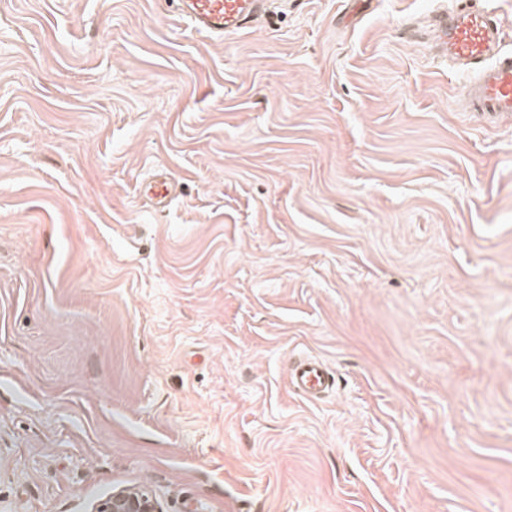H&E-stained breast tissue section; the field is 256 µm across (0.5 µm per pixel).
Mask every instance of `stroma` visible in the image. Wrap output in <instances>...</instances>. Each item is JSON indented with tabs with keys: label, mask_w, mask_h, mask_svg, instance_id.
Here are the masks:
<instances>
[{
	"label": "stroma",
	"mask_w": 512,
	"mask_h": 512,
	"mask_svg": "<svg viewBox=\"0 0 512 512\" xmlns=\"http://www.w3.org/2000/svg\"><path fill=\"white\" fill-rule=\"evenodd\" d=\"M447 2L0 0V512H512V117ZM176 3V16L196 33L212 39L249 28L269 0H165ZM177 193V183L171 174L158 170L153 177L140 186V195L156 210L166 209ZM292 390L313 401L333 390L336 378L319 359L299 356L290 362L288 369ZM92 512H163L156 495L147 487L132 486L113 490L92 505Z\"/></svg>",
	"instance_id": "35a3bbf8"
}]
</instances>
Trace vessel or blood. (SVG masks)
Segmentation results:
<instances>
[{"label": "vessel or blood", "instance_id": "b4317fda", "mask_svg": "<svg viewBox=\"0 0 512 512\" xmlns=\"http://www.w3.org/2000/svg\"><path fill=\"white\" fill-rule=\"evenodd\" d=\"M176 16L196 33L219 39L249 28L269 0H175ZM435 33L449 59L468 78L460 91L472 111L486 116L512 114V53L504 52L505 31L488 0H466L435 20ZM177 193V183L166 171H157L140 186V194L157 210L166 209ZM292 390L316 400L333 390L336 378L319 359L301 356L288 369Z\"/></svg>", "mask_w": 512, "mask_h": 512}]
</instances>
